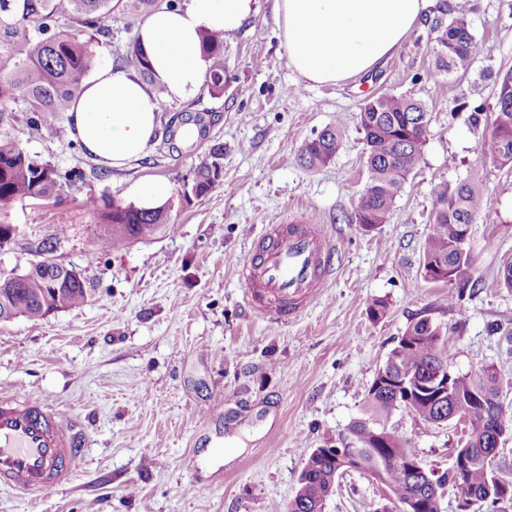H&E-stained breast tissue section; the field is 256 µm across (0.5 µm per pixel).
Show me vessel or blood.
Masks as SVG:
<instances>
[{
    "label": "vessel or blood",
    "mask_w": 512,
    "mask_h": 512,
    "mask_svg": "<svg viewBox=\"0 0 512 512\" xmlns=\"http://www.w3.org/2000/svg\"><path fill=\"white\" fill-rule=\"evenodd\" d=\"M337 246L325 225L267 224L238 273L250 308L279 324L315 301L334 273ZM82 434L69 415L27 393L0 394V485L35 497L72 479Z\"/></svg>",
    "instance_id": "obj_1"
}]
</instances>
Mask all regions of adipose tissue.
<instances>
[{
    "instance_id": "obj_1",
    "label": "adipose tissue",
    "mask_w": 512,
    "mask_h": 512,
    "mask_svg": "<svg viewBox=\"0 0 512 512\" xmlns=\"http://www.w3.org/2000/svg\"><path fill=\"white\" fill-rule=\"evenodd\" d=\"M433 0H277V19L289 66L304 82L335 85L375 69L394 53ZM255 0H185L138 28L137 44L157 95L131 70L97 68L69 110L70 136L103 165L120 168L152 148L161 100L196 94L207 62L202 32H228L247 19Z\"/></svg>"
}]
</instances>
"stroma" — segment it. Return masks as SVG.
Listing matches in <instances>:
<instances>
[{"label": "stroma", "instance_id": "35a3bbf8", "mask_svg": "<svg viewBox=\"0 0 512 512\" xmlns=\"http://www.w3.org/2000/svg\"><path fill=\"white\" fill-rule=\"evenodd\" d=\"M472 32L493 44L467 69L438 70L434 43L417 24L375 70L336 85H303L289 67L276 0L224 38V96L207 89L162 102L160 123L204 113L192 139L158 133L145 157L65 186L60 199L0 209L17 228L0 248V271L26 269L43 240L52 257L93 283L85 305L44 320L0 323V393L21 389L70 415L86 438L71 483L40 498L0 487V512H274L292 498L304 453L349 438L365 397L406 326L426 317L448 334V360L462 374L493 366L512 406V291L501 288L512 255V166L481 146L496 109L492 76L512 65V0H470ZM384 93L421 101L430 123L419 166L386 223L357 232L349 219L368 181L359 107ZM483 105L472 123L457 103ZM345 136L334 159L303 167L298 154L325 126ZM60 170H85L79 146L36 134L26 115L0 121V135ZM224 147V180L208 195L175 202L169 221L143 241L103 249L105 226L89 198L128 202L152 180L180 189ZM477 177L484 218L471 226L479 288L449 306L448 286L425 281L422 253L436 193ZM301 216L328 224L340 244L336 274L297 319L269 323L252 312L237 272L263 225ZM387 304L372 320L374 300ZM390 425L429 466H448L458 433L393 413ZM384 501L366 474L342 476L324 512H377Z\"/></svg>", "mask_w": 512, "mask_h": 512}]
</instances>
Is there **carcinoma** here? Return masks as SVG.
<instances>
[{
    "mask_svg": "<svg viewBox=\"0 0 512 512\" xmlns=\"http://www.w3.org/2000/svg\"><path fill=\"white\" fill-rule=\"evenodd\" d=\"M180 5L182 0H0V116L25 112L27 126L34 132L68 139L67 112L85 79L99 66L92 45L102 38L112 39L115 23L127 30L159 9ZM429 31L441 69L465 70L483 54L484 43L471 31L468 0L450 9L448 17L433 20ZM202 51L210 60L207 90L220 98L224 96V37L204 35ZM113 67L133 69L157 94L163 93L154 84L149 61L137 41L115 55ZM494 88L493 130L482 149L500 164L512 165V66L497 71ZM428 124L423 104L406 95L384 93L362 103L358 127L369 178L355 207L354 224L360 231L385 223L409 175L420 164ZM343 136L341 124L326 126L306 141L300 161L308 168L327 165L341 148ZM220 155L221 148L212 149V160L201 163L192 181L185 183V201L207 195L224 180ZM83 177L79 169L63 173L50 162L32 157L18 142L0 139V209L26 198L58 199L65 183ZM93 206L110 227L101 237L103 248L118 239H146L168 223L163 205L139 209L103 194ZM482 211L483 190L473 177L437 193L423 249V277L456 284L448 291L450 306L462 301L466 291H474L467 287L472 259L464 235ZM92 294L89 281L66 271L42 272L38 265L19 272L11 287L0 288V298L10 303L16 315L32 321L43 320L52 311L78 308ZM447 349V334L429 319L408 325L367 392L368 418L350 426V442L340 438L330 448L306 451L295 494L276 512H311L350 471L383 484L402 512H442L432 487L406 461L415 457L407 439L388 426V419L399 411L437 424L443 420L441 409L465 410L473 396L483 403L473 408L465 440L456 443L455 461L429 472L436 485L448 487L456 502L467 503L485 494L481 506L488 512L496 509L499 486L486 470L485 459L493 450L496 432L512 434V417L502 400L497 371L490 366L458 375L441 398L420 391L422 378L436 369ZM352 454L356 460L351 468L342 467L340 458Z\"/></svg>",
    "mask_w": 512,
    "mask_h": 512,
    "instance_id": "obj_1",
    "label": "carcinoma"
}]
</instances>
